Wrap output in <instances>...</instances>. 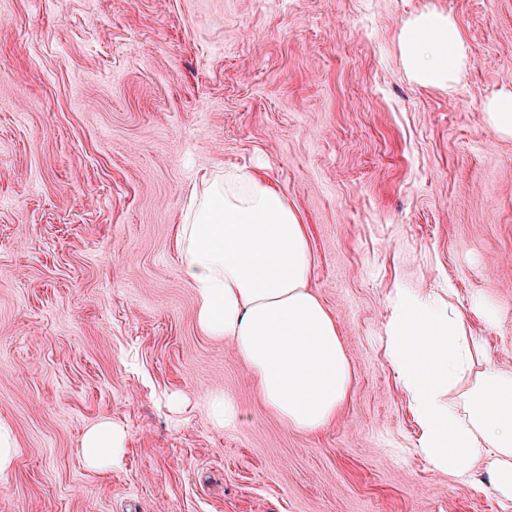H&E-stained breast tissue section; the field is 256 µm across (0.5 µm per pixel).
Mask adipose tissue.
I'll return each instance as SVG.
<instances>
[{
    "instance_id": "obj_1",
    "label": "adipose tissue",
    "mask_w": 512,
    "mask_h": 512,
    "mask_svg": "<svg viewBox=\"0 0 512 512\" xmlns=\"http://www.w3.org/2000/svg\"><path fill=\"white\" fill-rule=\"evenodd\" d=\"M398 46L424 87L454 89L472 65L458 20L436 10L407 19ZM200 182L176 237L197 323L233 345L284 423L318 432L347 400L351 370L335 318L308 286L306 226L260 175L206 173ZM386 335L420 430L418 453L451 478L487 475L512 500V369L488 359L458 307L418 292L398 293ZM125 446L123 429L101 421L83 437V461L111 471Z\"/></svg>"
}]
</instances>
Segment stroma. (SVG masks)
<instances>
[{"mask_svg":"<svg viewBox=\"0 0 512 512\" xmlns=\"http://www.w3.org/2000/svg\"><path fill=\"white\" fill-rule=\"evenodd\" d=\"M428 9L471 48L450 92L398 51ZM503 89L512 0H0V512H512L488 477L430 470L384 347L396 289H451L512 369ZM206 170L262 172L307 227L352 369L317 433L197 325L174 240ZM103 420L128 433L105 473L81 455ZM485 114L494 133L512 138V91L500 93L489 100ZM210 406L214 426L218 428H228L238 423L239 414L236 407L224 400L223 395H213L210 400ZM17 444L13 431L6 423H0V474L7 473L14 465Z\"/></svg>","mask_w":512,"mask_h":512,"instance_id":"1","label":"stroma"}]
</instances>
